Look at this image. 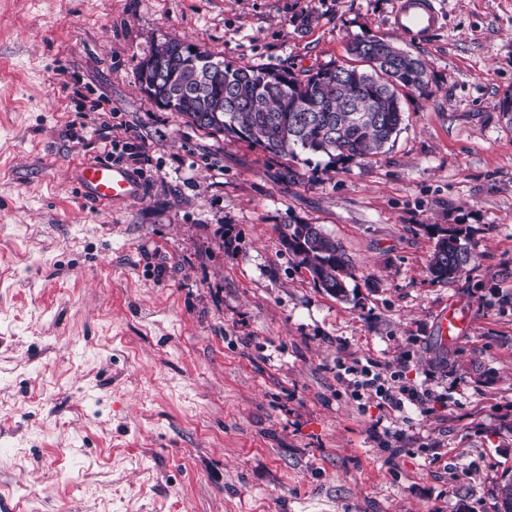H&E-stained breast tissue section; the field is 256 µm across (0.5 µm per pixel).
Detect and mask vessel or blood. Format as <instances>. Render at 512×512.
<instances>
[{
  "mask_svg": "<svg viewBox=\"0 0 512 512\" xmlns=\"http://www.w3.org/2000/svg\"><path fill=\"white\" fill-rule=\"evenodd\" d=\"M442 15L435 0H397L393 25L413 40L433 33ZM74 174L87 199L109 204L135 196L137 188L128 173L106 160H83L75 164Z\"/></svg>",
  "mask_w": 512,
  "mask_h": 512,
  "instance_id": "vessel-or-blood-1",
  "label": "vessel or blood"
}]
</instances>
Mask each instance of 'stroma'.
Instances as JSON below:
<instances>
[{
    "instance_id": "35a3bbf8",
    "label": "stroma",
    "mask_w": 512,
    "mask_h": 512,
    "mask_svg": "<svg viewBox=\"0 0 512 512\" xmlns=\"http://www.w3.org/2000/svg\"><path fill=\"white\" fill-rule=\"evenodd\" d=\"M395 0H0V512H496L512 474V0H438L421 42ZM384 37L425 59L383 153L275 155L139 89L184 40L301 73ZM111 152L135 199L87 201ZM353 265L316 285L283 225ZM467 225L460 278L426 271ZM467 323L441 343L438 316ZM427 397L395 412L337 374ZM280 240L288 254L310 273L315 284L335 297L347 296L352 265L336 239L317 224L297 223L284 225ZM437 241L427 265V271L437 282H450L460 277L474 259L470 230L460 224L436 230Z\"/></svg>"
}]
</instances>
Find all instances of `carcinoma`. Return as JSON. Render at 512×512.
<instances>
[{
  "instance_id": "1",
  "label": "carcinoma",
  "mask_w": 512,
  "mask_h": 512,
  "mask_svg": "<svg viewBox=\"0 0 512 512\" xmlns=\"http://www.w3.org/2000/svg\"><path fill=\"white\" fill-rule=\"evenodd\" d=\"M357 64H330L295 74L236 67L185 41L158 46L139 68L140 89L156 104L189 118L209 133L250 141L273 154L305 152L330 162L377 155L394 141L403 121L402 90L428 86L418 57L384 38L348 46ZM427 271L437 282L460 277L474 259L470 230L453 224L436 230ZM280 240L318 284L347 296L351 263L319 225L286 224ZM503 512H512V476L496 486Z\"/></svg>"
}]
</instances>
